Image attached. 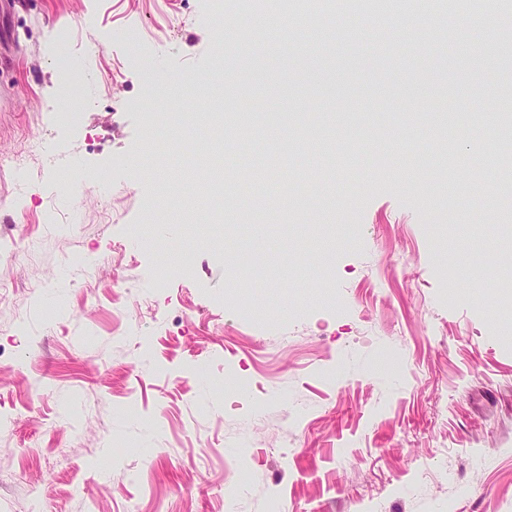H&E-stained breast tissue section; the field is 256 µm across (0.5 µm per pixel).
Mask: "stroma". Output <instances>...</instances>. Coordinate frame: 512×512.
I'll return each mask as SVG.
<instances>
[{
  "label": "stroma",
  "instance_id": "stroma-1",
  "mask_svg": "<svg viewBox=\"0 0 512 512\" xmlns=\"http://www.w3.org/2000/svg\"><path fill=\"white\" fill-rule=\"evenodd\" d=\"M506 18L0 0V160L46 146L0 178L36 243L0 256V512H512V138L478 120ZM222 100L247 120L201 204L175 124Z\"/></svg>",
  "mask_w": 512,
  "mask_h": 512
}]
</instances>
